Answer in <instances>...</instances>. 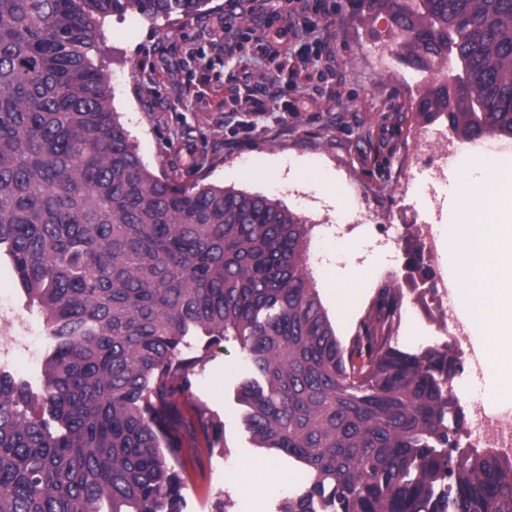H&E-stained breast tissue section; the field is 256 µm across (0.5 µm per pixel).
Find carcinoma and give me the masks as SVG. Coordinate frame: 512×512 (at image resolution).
Wrapping results in <instances>:
<instances>
[{"label":"carcinoma","mask_w":512,"mask_h":512,"mask_svg":"<svg viewBox=\"0 0 512 512\" xmlns=\"http://www.w3.org/2000/svg\"><path fill=\"white\" fill-rule=\"evenodd\" d=\"M207 0H0V256L53 344L38 393L0 368V512H179L185 435L219 426L178 399L184 338L236 336L258 379L239 400L260 448L308 472L281 512H512V458L463 448L455 360L392 344L398 289L351 343L311 283L307 227L265 196L148 170L88 58L97 20L189 16ZM428 70L416 116L512 139V0H354Z\"/></svg>","instance_id":"1"}]
</instances>
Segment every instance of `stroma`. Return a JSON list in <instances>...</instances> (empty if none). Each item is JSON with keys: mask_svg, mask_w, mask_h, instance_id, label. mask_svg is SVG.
<instances>
[{"mask_svg": "<svg viewBox=\"0 0 512 512\" xmlns=\"http://www.w3.org/2000/svg\"><path fill=\"white\" fill-rule=\"evenodd\" d=\"M271 7L250 9L247 0H207L188 17L147 20L133 14L99 19L101 37L92 62L109 76L112 107L129 131L144 165L156 175L191 187L218 186L261 194L287 208L308 228V270L321 303L341 339H349L380 288L391 285L411 301L407 281V241L396 244V263H388L377 241L390 214L403 201L399 186L413 175L406 160L410 137L421 126L412 110L416 86L380 74L374 56L389 24L386 15L361 19L351 0L317 32L312 48L323 58L309 67V80H295L298 58L268 57L262 26L273 22ZM315 103L300 112L289 106L300 95ZM259 109H251V102ZM331 171L338 197L322 195L318 182ZM354 239L351 255L332 245ZM368 264L370 277L359 283L358 300L348 308L331 301L321 271L331 267L346 279L352 266ZM0 292L37 330L40 309L28 302L8 259H0ZM181 357L193 366V390L180 407L204 406L223 429L221 443L202 449L187 437L177 471L181 512H278L279 494L302 484L303 465L257 447L237 399L252 375L238 340L186 337ZM209 470L198 472L200 452ZM265 460L283 481L251 506L229 481L227 460Z\"/></svg>", "mask_w": 512, "mask_h": 512, "instance_id": "35a3bbf8", "label": "stroma"}]
</instances>
